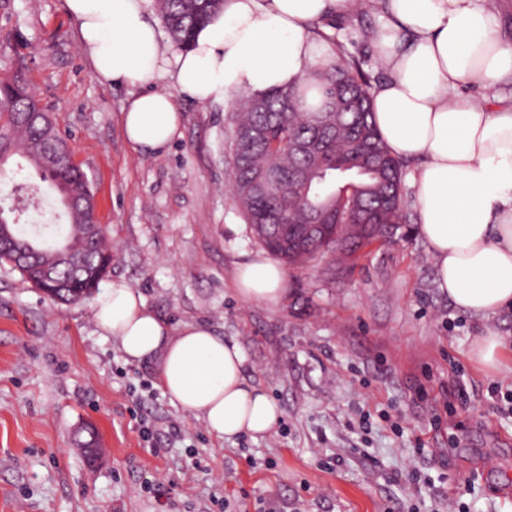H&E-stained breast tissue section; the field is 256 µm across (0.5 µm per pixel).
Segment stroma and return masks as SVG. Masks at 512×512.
<instances>
[{
	"mask_svg": "<svg viewBox=\"0 0 512 512\" xmlns=\"http://www.w3.org/2000/svg\"><path fill=\"white\" fill-rule=\"evenodd\" d=\"M382 21H332L376 84L366 29ZM15 72L92 182L109 279L172 326L237 343L283 416L269 435L215 439L153 362L101 335L91 301L56 304L0 267V512H512V310L457 309L416 224L287 270L278 303L243 300L237 269L261 248L230 190L234 96L178 95L174 141L133 151L121 108L136 90L94 78L65 0H0V75ZM491 333L497 372L470 354Z\"/></svg>",
	"mask_w": 512,
	"mask_h": 512,
	"instance_id": "stroma-1",
	"label": "stroma"
}]
</instances>
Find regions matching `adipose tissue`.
<instances>
[{
	"instance_id": "ef3b65f1",
	"label": "adipose tissue",
	"mask_w": 512,
	"mask_h": 512,
	"mask_svg": "<svg viewBox=\"0 0 512 512\" xmlns=\"http://www.w3.org/2000/svg\"><path fill=\"white\" fill-rule=\"evenodd\" d=\"M152 0H65L94 78L139 87L122 109L129 146L162 151L181 125L177 94L201 102L261 94L301 83L332 62L313 22L355 9L357 0H224L194 46L165 52ZM372 34L385 73L373 93L376 126L400 158H419L414 207L435 260L436 283L460 310L512 309V101L488 106L465 94L475 82L512 78V40L483 0H387ZM284 269L255 255L237 273L238 294L274 303ZM95 323L131 362L156 360L173 404L202 419L219 440L264 436L282 411L244 374L234 343L203 325L173 327L125 282L103 288Z\"/></svg>"
}]
</instances>
